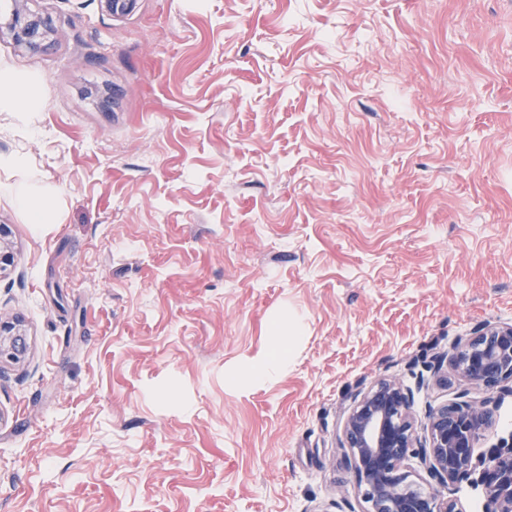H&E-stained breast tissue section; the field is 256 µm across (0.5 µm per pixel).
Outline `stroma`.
<instances>
[{"mask_svg": "<svg viewBox=\"0 0 512 512\" xmlns=\"http://www.w3.org/2000/svg\"><path fill=\"white\" fill-rule=\"evenodd\" d=\"M0 66L14 263L0 315V512H366L343 446L381 380L430 412L512 381L453 345L512 325V0H33ZM288 345V366H254ZM13 8L0 21V36L6 34L13 44L25 50H39L55 30L54 21L48 14L32 11L26 0H14ZM14 77L0 70V112H39L41 99L32 92H25ZM1 194L12 197L14 202L22 209L26 210L29 215L30 223L44 224L45 209L43 206L36 207V195L33 189L25 184H16L0 187ZM27 350V336L18 320H3L0 316V364L19 362Z\"/></svg>", "mask_w": 512, "mask_h": 512, "instance_id": "stroma-1", "label": "stroma"}]
</instances>
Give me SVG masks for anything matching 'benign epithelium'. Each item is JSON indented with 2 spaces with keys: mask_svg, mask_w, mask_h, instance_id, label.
I'll return each mask as SVG.
<instances>
[{
  "mask_svg": "<svg viewBox=\"0 0 512 512\" xmlns=\"http://www.w3.org/2000/svg\"><path fill=\"white\" fill-rule=\"evenodd\" d=\"M55 30L48 14L31 10L27 0H13L0 19V36L25 50H39ZM27 336L17 320L0 317V363L18 362ZM458 375L493 389L512 381V326L487 325L455 347ZM412 392L396 381H382L356 402L343 429L358 488L369 512H462L450 497L422 488L411 479L406 461L416 438L409 415ZM489 401L454 403L434 411L427 425L428 446L419 454L430 477L446 487L472 469L474 447L492 420ZM481 480L491 509L512 512V441L503 442L484 461Z\"/></svg>",
  "mask_w": 512,
  "mask_h": 512,
  "instance_id": "benign-epithelium-1",
  "label": "benign epithelium"
}]
</instances>
